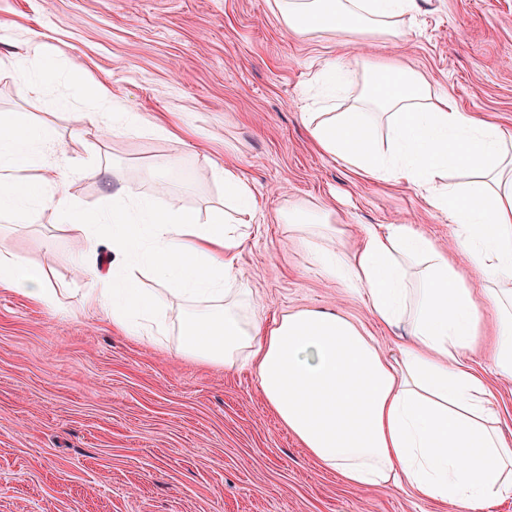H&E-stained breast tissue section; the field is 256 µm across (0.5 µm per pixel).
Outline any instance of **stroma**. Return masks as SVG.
I'll return each mask as SVG.
<instances>
[{"label": "stroma", "instance_id": "stroma-1", "mask_svg": "<svg viewBox=\"0 0 512 512\" xmlns=\"http://www.w3.org/2000/svg\"><path fill=\"white\" fill-rule=\"evenodd\" d=\"M55 50L57 68L32 95L0 69V113L50 126L74 167L66 185L87 207L163 155L168 199L221 207L211 170L238 166L253 189V229L238 260L264 316L320 308L341 312L387 355L397 333L359 297L289 241L291 200L335 211L350 235L369 224H410L437 245L456 226L404 184L359 176L316 150L302 121L313 78L329 59L369 54L402 63L479 118L512 130V0H425L412 29L383 35L287 31L274 0H0V58L29 44ZM104 88L113 111L175 122L177 136L128 134L106 117L89 122L79 81ZM11 243L53 268L72 309L60 316L0 287V512H463L415 491L353 487L326 470L277 419L256 371L185 359L177 338L162 347L116 333L75 304L89 283L51 209L16 225ZM466 356L496 391L512 442V379L482 348Z\"/></svg>", "mask_w": 512, "mask_h": 512}]
</instances>
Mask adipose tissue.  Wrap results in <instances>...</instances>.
<instances>
[{"label":"adipose tissue","instance_id":"1","mask_svg":"<svg viewBox=\"0 0 512 512\" xmlns=\"http://www.w3.org/2000/svg\"><path fill=\"white\" fill-rule=\"evenodd\" d=\"M276 6L285 26L304 34L396 37L420 11L419 0ZM316 79L322 105L305 123L322 152L371 179L412 186L458 226L445 249L409 224L367 227L351 249L334 213L298 202L283 214L293 240L358 293L376 321L404 329L398 356L334 311L286 312L269 324L244 311L253 290L236 257L256 198L235 167L217 169L224 207L204 219L157 204L168 187L153 173L180 169L176 155L144 173L152 194L123 182L108 204L89 210L65 187L72 168L55 155L53 130L1 113L0 213L23 222L50 208L76 245L108 242L106 261L82 269L94 286L79 306L123 335L163 345L169 298L189 305L177 330L182 355L216 368L253 366L279 420L345 483L409 487L480 512L512 498V445L492 388L464 359L491 336L497 371L512 378V134L433 94L411 70L363 57L355 67L326 62ZM32 168L45 177L28 178ZM147 273L158 287H144ZM0 285L52 311L63 307L50 268L32 265L2 235Z\"/></svg>","mask_w":512,"mask_h":512}]
</instances>
